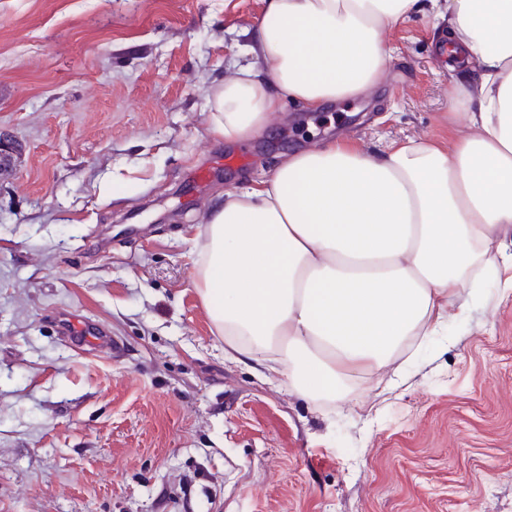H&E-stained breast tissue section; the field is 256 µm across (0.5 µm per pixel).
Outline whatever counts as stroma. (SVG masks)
<instances>
[{
    "mask_svg": "<svg viewBox=\"0 0 512 512\" xmlns=\"http://www.w3.org/2000/svg\"><path fill=\"white\" fill-rule=\"evenodd\" d=\"M266 0H0V512H512V296L494 279L332 404L224 354L195 285L227 192L340 137L447 143L432 19L387 32L379 85L285 103L225 143L212 90ZM209 171L206 184L196 173ZM120 352L71 343V317Z\"/></svg>",
    "mask_w": 512,
    "mask_h": 512,
    "instance_id": "1",
    "label": "stroma"
}]
</instances>
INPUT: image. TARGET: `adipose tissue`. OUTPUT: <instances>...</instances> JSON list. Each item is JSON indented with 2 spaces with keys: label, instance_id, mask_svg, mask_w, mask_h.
I'll return each instance as SVG.
<instances>
[{
  "label": "adipose tissue",
  "instance_id": "obj_1",
  "mask_svg": "<svg viewBox=\"0 0 512 512\" xmlns=\"http://www.w3.org/2000/svg\"><path fill=\"white\" fill-rule=\"evenodd\" d=\"M436 51L464 60L441 147L380 153L337 138L228 193L204 229L195 284L233 353L268 361L297 396L328 401L392 367L466 312L512 238V0H266L252 61L210 99L225 140L268 127L284 101L312 111L375 88L384 30L420 13Z\"/></svg>",
  "mask_w": 512,
  "mask_h": 512
}]
</instances>
